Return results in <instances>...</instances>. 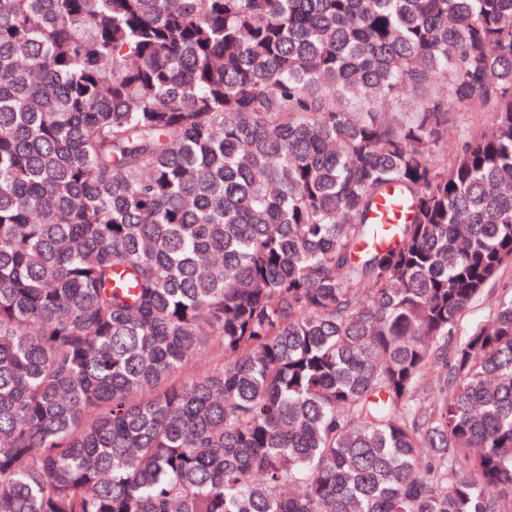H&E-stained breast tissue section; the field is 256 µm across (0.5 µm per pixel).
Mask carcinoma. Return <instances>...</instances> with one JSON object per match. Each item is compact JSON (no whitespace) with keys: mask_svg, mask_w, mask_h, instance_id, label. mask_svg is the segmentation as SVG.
Wrapping results in <instances>:
<instances>
[{"mask_svg":"<svg viewBox=\"0 0 512 512\" xmlns=\"http://www.w3.org/2000/svg\"><path fill=\"white\" fill-rule=\"evenodd\" d=\"M511 266L512 0H0V512H512ZM512 289V267L504 271L502 280L484 299L474 302L460 318L454 340H463L472 328L489 314L496 298L506 289Z\"/></svg>","mask_w":512,"mask_h":512,"instance_id":"1","label":"carcinoma"}]
</instances>
